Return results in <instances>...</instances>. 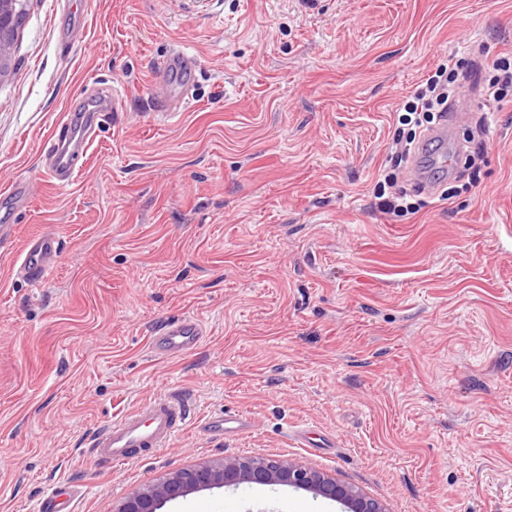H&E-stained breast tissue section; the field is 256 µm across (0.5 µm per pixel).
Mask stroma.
Returning a JSON list of instances; mask_svg holds the SVG:
<instances>
[{
    "label": "stroma",
    "instance_id": "stroma-1",
    "mask_svg": "<svg viewBox=\"0 0 512 512\" xmlns=\"http://www.w3.org/2000/svg\"><path fill=\"white\" fill-rule=\"evenodd\" d=\"M512 50V0H30L0 79V512H114L222 456L289 458L385 512H512V100L475 185L394 218L372 189L403 101L448 56ZM187 53L191 72L159 64ZM100 114L70 181L47 143ZM51 231L30 287L13 263ZM181 314L194 351L149 339ZM186 396L165 447L111 465L98 430ZM248 416L236 437L214 415ZM328 438L303 446L300 435ZM162 512H344L286 486L195 492ZM60 253V239L55 233L33 236L22 247L17 273L31 286L41 287L51 279ZM204 336L202 321L184 315L161 323L153 337L152 348L164 354H181L195 349Z\"/></svg>",
    "mask_w": 512,
    "mask_h": 512
}]
</instances>
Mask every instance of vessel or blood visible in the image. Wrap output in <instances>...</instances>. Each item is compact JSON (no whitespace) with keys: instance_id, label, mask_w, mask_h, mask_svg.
<instances>
[{"instance_id":"b4317fda","label":"vessel or blood","mask_w":512,"mask_h":512,"mask_svg":"<svg viewBox=\"0 0 512 512\" xmlns=\"http://www.w3.org/2000/svg\"><path fill=\"white\" fill-rule=\"evenodd\" d=\"M45 153L51 158L57 176L67 181L75 176L78 167L69 142L48 143ZM60 253V239L55 233L33 236L20 252L17 272L31 286H43L51 279ZM204 335L202 321L184 315L161 323L152 347L164 354H181L195 349ZM188 415L185 401L172 394L106 425L95 435L92 447L101 460L124 463L133 458L135 449L159 448L169 442L181 430ZM209 426L220 434L240 435L248 431L251 423L245 416L227 413L211 420Z\"/></svg>"}]
</instances>
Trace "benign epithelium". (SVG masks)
Returning <instances> with one entry per match:
<instances>
[{"mask_svg":"<svg viewBox=\"0 0 512 512\" xmlns=\"http://www.w3.org/2000/svg\"><path fill=\"white\" fill-rule=\"evenodd\" d=\"M18 0H0V77L12 65L14 27ZM282 484L305 489L318 496L348 505L349 512H384L382 505L335 478L303 466L292 459L224 456L181 469L133 491L115 512H159L168 501L191 492L240 484Z\"/></svg>","mask_w":512,"mask_h":512,"instance_id":"obj_1","label":"benign epithelium"}]
</instances>
